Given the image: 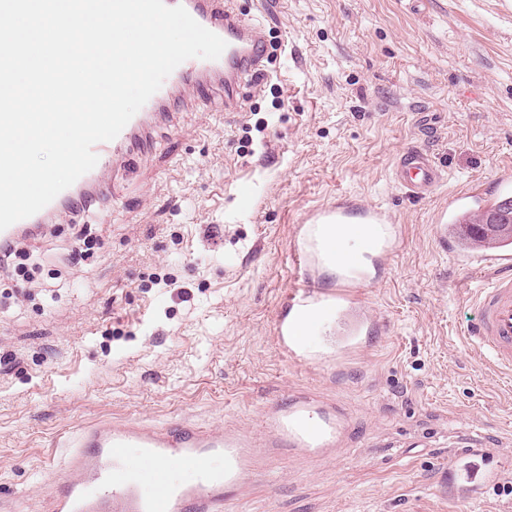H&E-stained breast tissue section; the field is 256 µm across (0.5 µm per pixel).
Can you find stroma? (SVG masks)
I'll return each instance as SVG.
<instances>
[{"label":"stroma","mask_w":512,"mask_h":512,"mask_svg":"<svg viewBox=\"0 0 512 512\" xmlns=\"http://www.w3.org/2000/svg\"><path fill=\"white\" fill-rule=\"evenodd\" d=\"M224 7L277 37L264 81L169 103L113 197L28 241L31 280H0V512H48L94 420L259 434L301 393L335 408V448L261 453L222 512H512V385L465 342L482 279L434 232L449 195L512 167V0ZM412 145L444 174L423 200L392 179ZM339 205L385 211L387 253L301 365L275 339L288 254ZM82 225L93 256L70 268Z\"/></svg>","instance_id":"obj_1"}]
</instances>
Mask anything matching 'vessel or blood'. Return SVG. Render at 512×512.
Segmentation results:
<instances>
[{
  "label": "vessel or blood",
  "mask_w": 512,
  "mask_h": 512,
  "mask_svg": "<svg viewBox=\"0 0 512 512\" xmlns=\"http://www.w3.org/2000/svg\"><path fill=\"white\" fill-rule=\"evenodd\" d=\"M183 5L203 27L226 41L220 58H192L181 63L161 88L136 113L120 134L95 145L97 165L31 217L0 231V240L16 239L35 224L52 221L62 210L75 211L91 202L98 181L118 157H129L130 147L149 120L160 114L176 91L208 92L212 81L232 91L240 74L260 68L263 40L254 28L224 8V0H165ZM393 177L409 196L423 199L442 181L433 157L418 147L408 148L397 160ZM456 261L488 276L487 287L474 296L476 317L466 334L472 347L487 356L489 365L504 378L512 377V251L478 247L458 251ZM331 300L317 296L311 281L290 291L276 322L282 353L301 363L308 356L299 337L301 315L313 308L330 310ZM270 448H332L339 434L333 410L315 408L301 396L289 406L272 411L264 420ZM65 457L66 477L51 496L50 512H220L224 488L238 484L255 454L254 442L220 425L189 422L149 425L132 418L122 422L100 419L80 429ZM176 460L191 473L179 481L164 468Z\"/></svg>",
  "instance_id": "b4317fda"
}]
</instances>
